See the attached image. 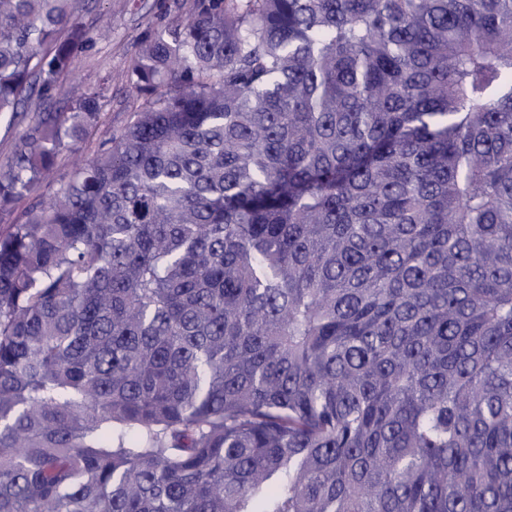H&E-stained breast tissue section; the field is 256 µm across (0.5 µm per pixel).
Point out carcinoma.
I'll return each instance as SVG.
<instances>
[{
    "label": "carcinoma",
    "instance_id": "cac0c4a2",
    "mask_svg": "<svg viewBox=\"0 0 512 512\" xmlns=\"http://www.w3.org/2000/svg\"><path fill=\"white\" fill-rule=\"evenodd\" d=\"M75 2L0 0V512H512V0H193L35 196ZM10 113L0 116V164L9 161L19 144V139L29 123V118L10 121ZM96 139V138H95ZM95 139L92 143L85 142L79 143L78 146L69 145L63 149L57 156L55 168H54V179L43 182L37 189V194L49 195L56 188V181L61 177L68 176L71 171V165L75 154V149L80 147V151L86 156L91 157L95 145Z\"/></svg>",
    "mask_w": 512,
    "mask_h": 512
}]
</instances>
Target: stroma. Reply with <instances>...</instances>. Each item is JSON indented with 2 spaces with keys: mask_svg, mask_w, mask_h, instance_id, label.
I'll use <instances>...</instances> for the list:
<instances>
[{
  "mask_svg": "<svg viewBox=\"0 0 512 512\" xmlns=\"http://www.w3.org/2000/svg\"><path fill=\"white\" fill-rule=\"evenodd\" d=\"M192 5L193 0H79L78 21L93 32L109 31L108 38L95 40L76 58L86 87H108L99 100L101 133L125 127L137 110L125 80L137 47L154 29L186 21Z\"/></svg>",
  "mask_w": 512,
  "mask_h": 512,
  "instance_id": "1",
  "label": "stroma"
}]
</instances>
